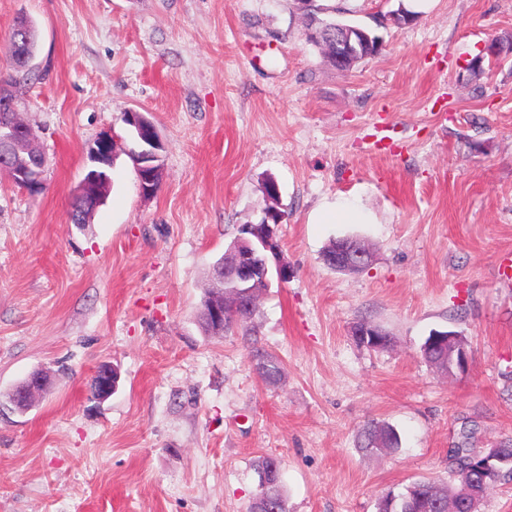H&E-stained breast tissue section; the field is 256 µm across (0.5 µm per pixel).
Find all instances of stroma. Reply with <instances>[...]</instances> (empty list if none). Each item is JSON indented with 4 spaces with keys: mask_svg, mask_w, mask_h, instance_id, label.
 <instances>
[{
    "mask_svg": "<svg viewBox=\"0 0 512 512\" xmlns=\"http://www.w3.org/2000/svg\"><path fill=\"white\" fill-rule=\"evenodd\" d=\"M314 2L381 52L337 70L306 43L298 0H0V70L16 18L38 29L23 112L47 159L36 194L0 173V397L51 377L28 411H0V512H246L265 456L288 512H377L411 479L445 478L464 421L486 448L512 436V52L486 53L512 42V0H429L402 26L383 21L400 0ZM131 110L163 144L150 196ZM106 134L110 193L71 223ZM270 177L292 274L263 292L252 348L205 334L197 311ZM343 206L359 220H325ZM344 237L372 265H325ZM363 319L392 347L359 344ZM446 329L468 339L466 372L420 357ZM103 364L120 381L100 402ZM371 421L396 429V452L358 451Z\"/></svg>",
    "mask_w": 512,
    "mask_h": 512,
    "instance_id": "stroma-1",
    "label": "stroma"
}]
</instances>
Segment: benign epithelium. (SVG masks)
I'll return each mask as SVG.
<instances>
[{"instance_id": "obj_1", "label": "benign epithelium", "mask_w": 512, "mask_h": 512, "mask_svg": "<svg viewBox=\"0 0 512 512\" xmlns=\"http://www.w3.org/2000/svg\"><path fill=\"white\" fill-rule=\"evenodd\" d=\"M373 45L369 32L358 27H339L336 29V59L343 62L357 52ZM0 103L15 112L13 123L0 135V170L19 188L31 192L41 190L45 169V157L32 155L22 163L14 161L17 151L18 134L27 130L21 111L16 106L13 89L0 86ZM133 127L136 130L137 150L134 159L141 192L151 195L157 192L159 172L158 131L149 120L140 113H133ZM113 141L103 135L88 146L87 156L92 167L86 173L79 188L80 197L87 204L96 207L107 193L111 177L108 169L112 166ZM279 244L271 224H249L245 234L238 237L227 249L223 258L213 266L211 278L221 287L222 296L214 298L208 305L206 316L212 326L220 331L224 329V314L227 312L242 314L249 311L255 302V285L258 282L269 283L270 270H276L280 281L288 280L290 270L279 261ZM374 253L363 243L355 239L336 241V258L331 267L343 272H352L370 266ZM95 395L106 399L116 387V375L109 368L99 367L95 374ZM46 386L44 374L36 371L10 394V403L14 407L31 404L35 396Z\"/></svg>"}]
</instances>
